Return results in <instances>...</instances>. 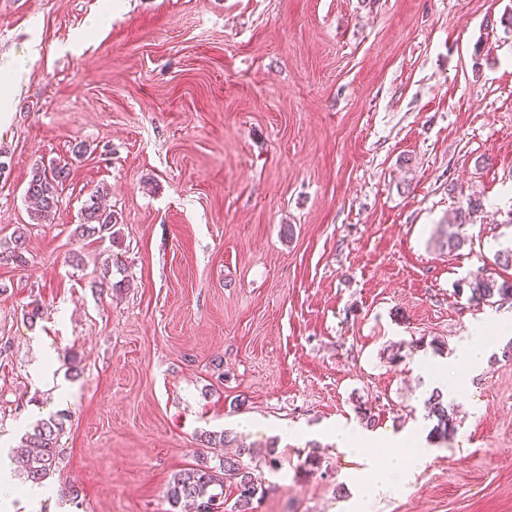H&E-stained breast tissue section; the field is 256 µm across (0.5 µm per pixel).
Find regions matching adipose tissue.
I'll use <instances>...</instances> for the list:
<instances>
[{
  "label": "adipose tissue",
  "mask_w": 512,
  "mask_h": 512,
  "mask_svg": "<svg viewBox=\"0 0 512 512\" xmlns=\"http://www.w3.org/2000/svg\"><path fill=\"white\" fill-rule=\"evenodd\" d=\"M328 435L340 453L355 461L356 467L350 476L361 488L373 490L384 486L391 473L408 479L422 470L431 457L430 451L420 449L416 431L409 428L373 437L364 430L339 423L329 428ZM381 452L390 458L388 468L379 467L373 460L374 455Z\"/></svg>",
  "instance_id": "adipose-tissue-1"
}]
</instances>
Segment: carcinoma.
Listing matches in <instances>:
<instances>
[{"instance_id": "1", "label": "carcinoma", "mask_w": 512, "mask_h": 512, "mask_svg": "<svg viewBox=\"0 0 512 512\" xmlns=\"http://www.w3.org/2000/svg\"><path fill=\"white\" fill-rule=\"evenodd\" d=\"M71 174L67 163L52 161L40 163L31 172L25 189V195L33 204V219L42 222L57 210L60 190ZM102 194L92 195L82 209V223L75 230L79 238L98 237L100 239L112 234L113 213L102 206ZM24 233L13 239L0 242V256L23 264ZM469 301L478 306L494 303V299H512V283L498 282L491 277H477L469 283ZM429 414L436 419L433 425L435 438L448 441L457 431V416L454 409L448 407L440 393L428 399ZM60 413L47 419L39 420L32 432L26 434L20 447L15 449L24 463L26 480L41 484L51 477L59 468L61 453L60 438L63 434V419ZM250 454V449L241 448L236 457H226L214 466L206 464L184 470L173 477L167 495L172 506L183 501L197 503L198 512H221L224 505V483L234 486L237 493L236 512H254V502L261 499L265 487L262 480L254 473V468L242 461V455Z\"/></svg>"}]
</instances>
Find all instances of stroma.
<instances>
[{"label":"stroma","mask_w":512,"mask_h":512,"mask_svg":"<svg viewBox=\"0 0 512 512\" xmlns=\"http://www.w3.org/2000/svg\"><path fill=\"white\" fill-rule=\"evenodd\" d=\"M510 12L0 0V57H28L0 115V240L25 234L24 263L0 261V466L15 484L0 512H174L173 475L216 465L203 438L221 432L224 455L253 452L255 512H512V337L490 326L512 299L478 307L465 291L512 281L495 260L512 246ZM53 160L71 175L39 224L25 187ZM100 190L114 235L78 238ZM463 196L481 204L468 241L440 249ZM467 341L485 343V364L457 362V432L430 439L435 366ZM364 408L374 431L411 427L434 450L369 494L324 434L365 426ZM59 412L62 462L29 496L13 449Z\"/></svg>","instance_id":"1"}]
</instances>
